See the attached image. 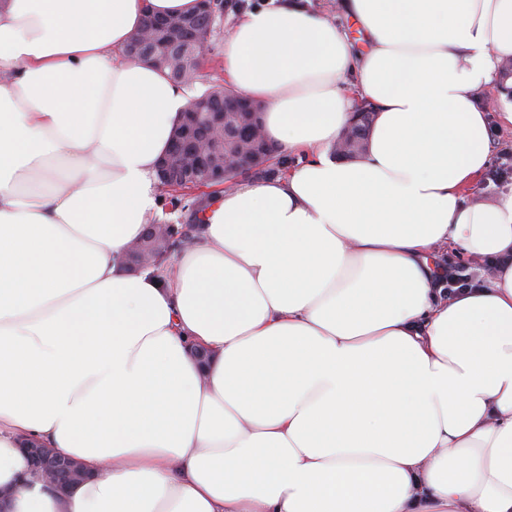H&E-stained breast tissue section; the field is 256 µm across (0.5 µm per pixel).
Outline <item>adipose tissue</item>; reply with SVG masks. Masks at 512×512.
Instances as JSON below:
<instances>
[{
    "label": "adipose tissue",
    "mask_w": 512,
    "mask_h": 512,
    "mask_svg": "<svg viewBox=\"0 0 512 512\" xmlns=\"http://www.w3.org/2000/svg\"><path fill=\"white\" fill-rule=\"evenodd\" d=\"M196 6L0 0V512H512V193L477 194L512 0H342L363 51L296 0L241 11L224 78L298 162L131 274L188 98L120 52ZM448 253L496 273L449 290ZM31 440L87 478L58 492Z\"/></svg>",
    "instance_id": "1"
}]
</instances>
